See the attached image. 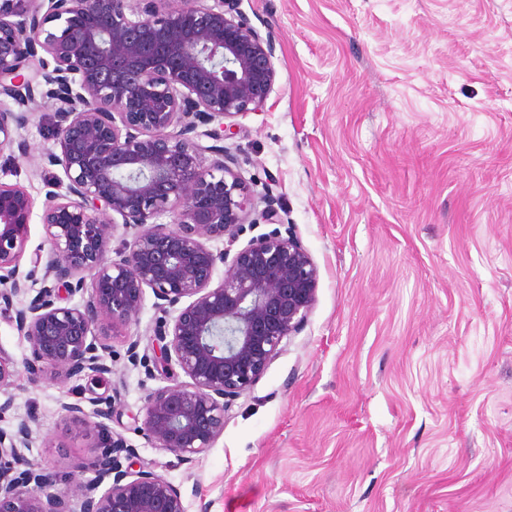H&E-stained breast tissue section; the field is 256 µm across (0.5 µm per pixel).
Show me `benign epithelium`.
<instances>
[{
    "instance_id": "benign-epithelium-1",
    "label": "benign epithelium",
    "mask_w": 512,
    "mask_h": 512,
    "mask_svg": "<svg viewBox=\"0 0 512 512\" xmlns=\"http://www.w3.org/2000/svg\"><path fill=\"white\" fill-rule=\"evenodd\" d=\"M158 2L0 0V97L19 107L38 97L58 105L48 162L63 171L49 182L56 190L42 214L48 249L36 256L55 288H40L20 308L14 297L33 289L32 274L19 266L33 203L22 186L0 181V310L12 312L29 344L31 381L46 370L104 375L112 371L104 363L110 340L136 320L151 289L164 313L156 349L141 355L133 340L128 361L152 377L175 364L190 382L148 394L138 430L153 447L192 460L213 447L233 401L301 330L319 274L298 238L278 231L233 254L206 245L236 240L245 224L282 223L276 198L264 194L257 209L253 191L229 166L232 155L217 145L237 135L232 119L266 104L275 46L241 14L238 0H175L165 9ZM40 50L50 60L38 58ZM34 60L39 69L26 73ZM27 121L28 113L0 103V174L17 173L14 134ZM202 137L216 144L204 146ZM166 215L171 222H159ZM120 225L134 233L113 261L108 253ZM219 262L224 278L214 287ZM60 288L81 302L57 304ZM15 373L14 359L0 350V389ZM64 409L103 427L79 401ZM30 437L25 420L11 433L0 430V512H68L67 497L79 512H187L164 476L122 468L117 454L128 460L135 449L120 438L88 465L92 477L64 496L62 475L25 463L20 449Z\"/></svg>"
}]
</instances>
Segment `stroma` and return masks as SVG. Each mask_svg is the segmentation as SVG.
<instances>
[{"label":"stroma","instance_id":"stroma-1","mask_svg":"<svg viewBox=\"0 0 512 512\" xmlns=\"http://www.w3.org/2000/svg\"><path fill=\"white\" fill-rule=\"evenodd\" d=\"M275 43L263 111L225 143L319 270L302 330L233 403L194 460L152 447L134 419L180 369L146 376L153 293L114 337L106 381L28 380L16 362L0 430L34 414L27 461L66 481L102 437L63 406L113 399L106 425L181 491L188 512H512V0H239ZM57 106L37 100L15 138L33 199L22 271L43 281L41 215L57 169Z\"/></svg>","mask_w":512,"mask_h":512}]
</instances>
